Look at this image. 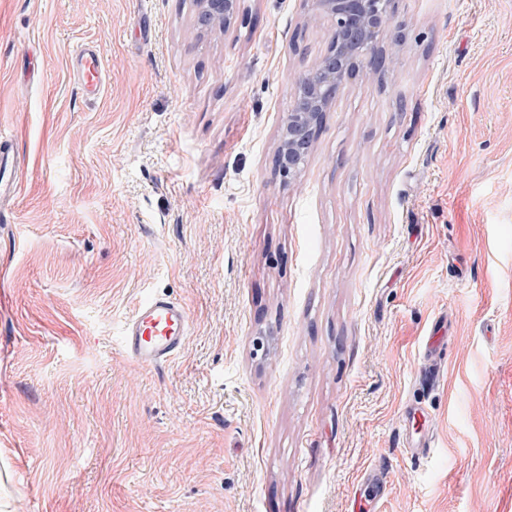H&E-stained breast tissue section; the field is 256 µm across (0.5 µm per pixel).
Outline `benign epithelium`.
Returning <instances> with one entry per match:
<instances>
[{
    "instance_id": "benign-epithelium-1",
    "label": "benign epithelium",
    "mask_w": 512,
    "mask_h": 512,
    "mask_svg": "<svg viewBox=\"0 0 512 512\" xmlns=\"http://www.w3.org/2000/svg\"><path fill=\"white\" fill-rule=\"evenodd\" d=\"M305 24L324 16L334 20L326 50L294 80L295 102L283 116L273 167L283 182L298 179L325 112L341 85L362 69L374 74L394 68L396 55L386 53L383 37L397 45L403 23L391 7L392 0H308ZM240 0H198L195 29L201 34L226 33L236 22Z\"/></svg>"
}]
</instances>
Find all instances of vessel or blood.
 Returning a JSON list of instances; mask_svg holds the SVG:
<instances>
[{"label":"vessel or blood","mask_w":512,"mask_h":512,"mask_svg":"<svg viewBox=\"0 0 512 512\" xmlns=\"http://www.w3.org/2000/svg\"><path fill=\"white\" fill-rule=\"evenodd\" d=\"M74 60L81 91L87 95L98 93L104 69L96 47L80 46ZM12 160V140L0 133V194L16 188L14 180L5 174ZM189 327V311L182 302L162 296L142 300L123 328V351L141 367L163 366L182 354Z\"/></svg>","instance_id":"vessel-or-blood-1"}]
</instances>
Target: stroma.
<instances>
[{"label": "stroma", "instance_id": "35a3bbf8", "mask_svg": "<svg viewBox=\"0 0 512 512\" xmlns=\"http://www.w3.org/2000/svg\"><path fill=\"white\" fill-rule=\"evenodd\" d=\"M394 7L395 69L339 90L288 186L333 29L307 0L217 36L196 0H0L10 512H350L381 461L376 512H512V0ZM152 294L190 311L157 369L121 346ZM78 65V80L81 91L86 94H96L103 86L102 58L95 46H80L74 55ZM10 162V165H9ZM10 166H13L12 154V139L0 133V169H2V176L0 177V194L11 192L15 190V181L10 176H6Z\"/></svg>", "mask_w": 512, "mask_h": 512}]
</instances>
